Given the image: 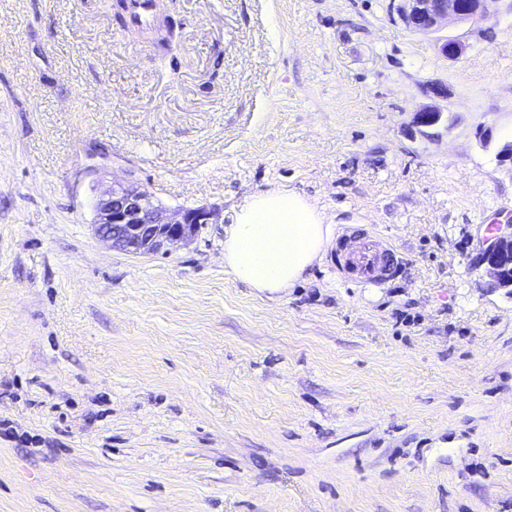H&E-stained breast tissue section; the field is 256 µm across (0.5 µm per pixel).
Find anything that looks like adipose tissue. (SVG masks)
I'll use <instances>...</instances> for the list:
<instances>
[{
	"label": "adipose tissue",
	"mask_w": 512,
	"mask_h": 512,
	"mask_svg": "<svg viewBox=\"0 0 512 512\" xmlns=\"http://www.w3.org/2000/svg\"><path fill=\"white\" fill-rule=\"evenodd\" d=\"M332 241L324 214L300 194L272 189L250 196L224 238V265L239 281L275 293L301 281Z\"/></svg>",
	"instance_id": "1"
}]
</instances>
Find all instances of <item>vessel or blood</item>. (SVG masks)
I'll return each mask as SVG.
<instances>
[{"label":"vessel or blood","instance_id":"vessel-or-blood-1","mask_svg":"<svg viewBox=\"0 0 512 512\" xmlns=\"http://www.w3.org/2000/svg\"><path fill=\"white\" fill-rule=\"evenodd\" d=\"M155 0H131L130 29L147 26L155 13ZM337 267L346 278L357 283L381 284L395 278L401 269L397 252L387 243L360 233L356 244L340 241L336 244Z\"/></svg>","mask_w":512,"mask_h":512}]
</instances>
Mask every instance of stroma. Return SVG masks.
<instances>
[{"label": "stroma", "instance_id": "obj_1", "mask_svg": "<svg viewBox=\"0 0 512 512\" xmlns=\"http://www.w3.org/2000/svg\"><path fill=\"white\" fill-rule=\"evenodd\" d=\"M389 0H0V512H512V289L474 262L512 209V0L457 61ZM440 84L445 122L412 126ZM125 182L220 221L144 256L93 232ZM403 259L351 285L224 268L252 194ZM130 30L137 33L147 26L155 13V0H130Z\"/></svg>", "mask_w": 512, "mask_h": 512}]
</instances>
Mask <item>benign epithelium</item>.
I'll use <instances>...</instances> for the list:
<instances>
[{
	"label": "benign epithelium",
	"instance_id": "1",
	"mask_svg": "<svg viewBox=\"0 0 512 512\" xmlns=\"http://www.w3.org/2000/svg\"><path fill=\"white\" fill-rule=\"evenodd\" d=\"M495 0H390V13L407 28L416 32L439 33L451 22L468 24L474 29L493 19L490 5ZM439 53L448 59L461 58L468 44L457 36L437 38ZM443 110L426 106L415 114L419 131L437 125ZM94 232L97 238L114 249H126V239H138L137 255L190 244L200 230L217 223L218 213L205 207L181 208L175 212L155 203L153 198L131 185L114 184L99 193L93 204ZM479 262L492 284L512 287V219L496 224L495 233L486 239Z\"/></svg>",
	"mask_w": 512,
	"mask_h": 512
}]
</instances>
